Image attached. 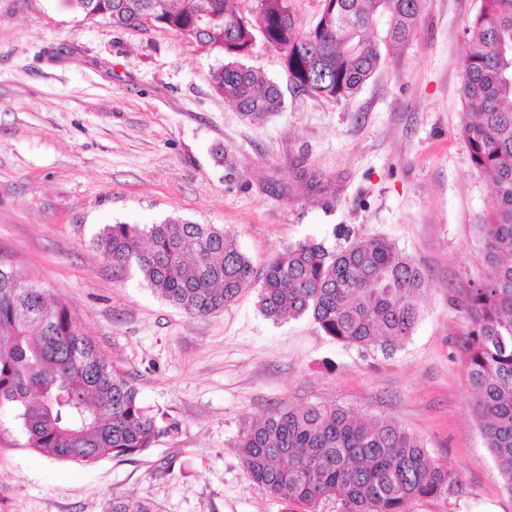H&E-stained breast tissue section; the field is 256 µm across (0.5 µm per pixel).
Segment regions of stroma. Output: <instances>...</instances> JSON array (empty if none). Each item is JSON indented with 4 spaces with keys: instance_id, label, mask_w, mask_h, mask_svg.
Wrapping results in <instances>:
<instances>
[{
    "instance_id": "stroma-1",
    "label": "stroma",
    "mask_w": 512,
    "mask_h": 512,
    "mask_svg": "<svg viewBox=\"0 0 512 512\" xmlns=\"http://www.w3.org/2000/svg\"><path fill=\"white\" fill-rule=\"evenodd\" d=\"M479 0H426L413 39L354 96L293 91L281 57L247 65L284 106L251 121L210 85L191 37L83 20L65 0H0V259L66 302L168 435L90 467L31 452L0 411V512H304L251 481L234 442L278 405L332 404L395 420L455 471L452 493L409 512H512L465 383L463 300L485 275L475 226L492 191L460 127L463 32ZM224 227L256 270L288 244L383 237L422 270L420 320L390 355H365L311 317L260 314L254 291L187 315L96 239L166 218Z\"/></svg>"
}]
</instances>
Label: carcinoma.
<instances>
[{"label": "carcinoma", "instance_id": "obj_1", "mask_svg": "<svg viewBox=\"0 0 512 512\" xmlns=\"http://www.w3.org/2000/svg\"><path fill=\"white\" fill-rule=\"evenodd\" d=\"M85 19L117 27L186 33L220 58L213 90L259 120L282 104L279 86L243 58L257 40L278 51L299 93L336 101L356 94L383 61L366 33L385 23L384 41L412 39L424 0H322L301 30L291 0H67ZM461 135L475 170L493 190L475 225L488 273L464 303L465 381L487 448L512 493V0H480L465 31ZM97 246L112 267H135L155 292L186 314L224 310L257 290L266 318L310 316L322 331L366 354L413 336L425 284L413 261L384 238L328 247L288 245L255 275L224 229L168 218L141 228L109 224ZM15 413L24 447L80 466L141 453L168 433L72 320L65 302L0 263V409ZM235 448L251 480L304 512H407L421 498L451 493L459 478L394 421L370 423L338 405L274 407L239 432ZM106 512H154L140 498Z\"/></svg>", "mask_w": 512, "mask_h": 512}]
</instances>
